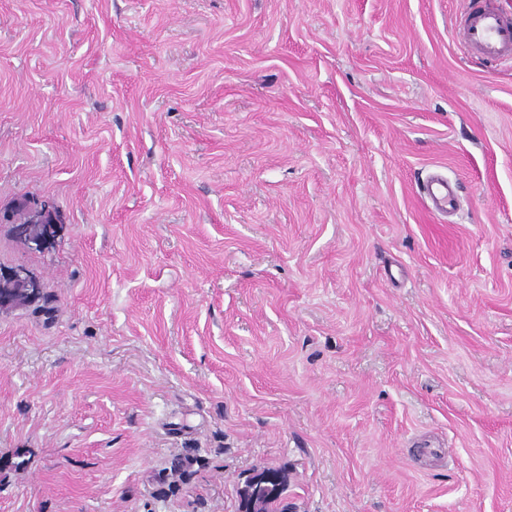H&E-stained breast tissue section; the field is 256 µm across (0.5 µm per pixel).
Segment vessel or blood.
<instances>
[{"label": "vessel or blood", "instance_id": "b4317fda", "mask_svg": "<svg viewBox=\"0 0 512 512\" xmlns=\"http://www.w3.org/2000/svg\"><path fill=\"white\" fill-rule=\"evenodd\" d=\"M462 43L487 59L512 57V14L495 8L474 7L459 30ZM427 197L438 210H446L454 200L447 179L437 177L425 187Z\"/></svg>", "mask_w": 512, "mask_h": 512}]
</instances>
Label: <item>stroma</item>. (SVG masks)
Returning a JSON list of instances; mask_svg holds the SVG:
<instances>
[{
    "instance_id": "obj_1",
    "label": "stroma",
    "mask_w": 512,
    "mask_h": 512,
    "mask_svg": "<svg viewBox=\"0 0 512 512\" xmlns=\"http://www.w3.org/2000/svg\"><path fill=\"white\" fill-rule=\"evenodd\" d=\"M473 0H0V512H512V60ZM447 178L456 207L420 194ZM462 43L486 59L512 57V14L474 7L459 30ZM23 219L14 222L7 215L14 237L31 250H46L63 234L64 225L56 207L49 201L25 199L22 202ZM45 288L43 279L25 266L0 268V311L26 307L34 304ZM52 294L45 288L44 294L33 305L34 313L50 314ZM41 303V304H40ZM279 478L273 476L268 473H259L255 475L249 482L247 486V497L244 499V491L239 492L240 497L243 502V510H248L249 512H257V510L261 506V501L273 492L274 486L271 483L275 484V487L279 485ZM285 491V486L282 483L279 490H277L274 494L267 496L263 500V507L261 512H284L285 508L282 506L283 498L282 495Z\"/></svg>"
}]
</instances>
